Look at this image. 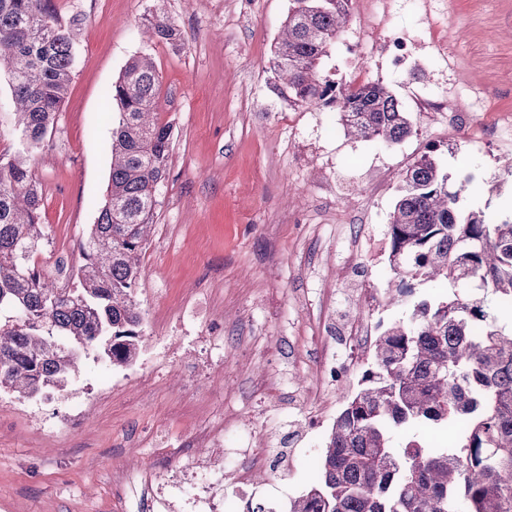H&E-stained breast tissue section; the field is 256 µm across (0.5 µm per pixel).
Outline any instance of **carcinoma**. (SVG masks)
Instances as JSON below:
<instances>
[{
    "instance_id": "1",
    "label": "carcinoma",
    "mask_w": 512,
    "mask_h": 512,
    "mask_svg": "<svg viewBox=\"0 0 512 512\" xmlns=\"http://www.w3.org/2000/svg\"><path fill=\"white\" fill-rule=\"evenodd\" d=\"M272 49L275 90L298 107L331 106L349 136L398 143L408 113L378 80L337 86L320 71L336 46L351 0H292ZM149 35L181 40L163 13ZM73 28L50 0H0V71L11 80L22 148L0 158V390L19 398L64 391L94 350L114 367L139 358L142 315L134 296L170 157L172 128L157 117L159 76L135 56L104 93L117 109L107 194L81 244L79 287L60 288L30 260L40 251V184L30 165L45 146L75 69ZM433 151L402 176L388 227L393 273L385 298L411 297L413 282L452 292L413 305L407 321L376 336L371 364L333 419L318 481L288 512H512V328L472 283L512 307V216L465 211L472 180L449 185ZM447 429L448 447L416 436L396 447L391 431Z\"/></svg>"
}]
</instances>
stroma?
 <instances>
[{"label": "stroma", "mask_w": 512, "mask_h": 512, "mask_svg": "<svg viewBox=\"0 0 512 512\" xmlns=\"http://www.w3.org/2000/svg\"><path fill=\"white\" fill-rule=\"evenodd\" d=\"M157 0H51L76 29V66L41 182L43 260L72 274L104 195L115 114L104 88L133 56L159 74L172 126L168 176L140 258L141 354L115 369L95 353L61 392H0V512H200L203 477L230 512L284 505L319 476L321 450L364 354L343 329L407 319L387 305V230L406 168L428 150L465 208L512 214V0H351L322 72L379 80L413 121L397 144L347 136L331 107L274 92L271 47L292 0H166L177 43L148 38ZM411 51L393 61L390 38ZM346 361L324 391L321 355ZM266 466L245 489L228 471Z\"/></svg>", "instance_id": "obj_1"}]
</instances>
